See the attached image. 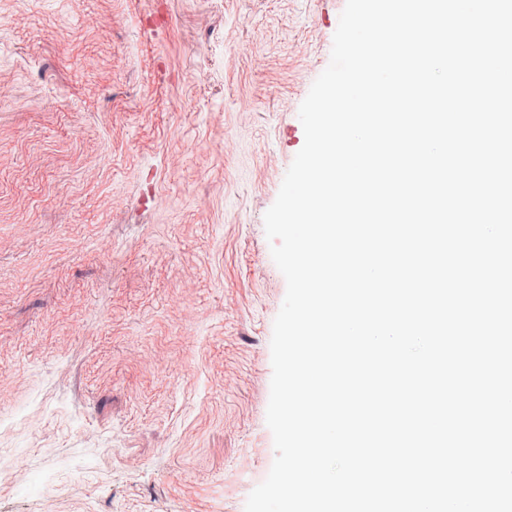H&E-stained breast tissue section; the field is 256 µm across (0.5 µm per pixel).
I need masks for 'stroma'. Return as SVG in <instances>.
Wrapping results in <instances>:
<instances>
[{"label": "stroma", "instance_id": "35a3bbf8", "mask_svg": "<svg viewBox=\"0 0 512 512\" xmlns=\"http://www.w3.org/2000/svg\"><path fill=\"white\" fill-rule=\"evenodd\" d=\"M343 0H0V512H244L264 229Z\"/></svg>", "mask_w": 512, "mask_h": 512}]
</instances>
